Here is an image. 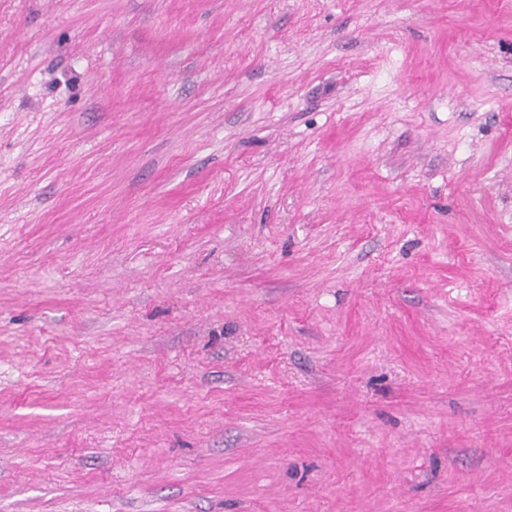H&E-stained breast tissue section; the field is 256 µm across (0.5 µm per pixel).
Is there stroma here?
Wrapping results in <instances>:
<instances>
[{"label": "stroma", "instance_id": "1", "mask_svg": "<svg viewBox=\"0 0 512 512\" xmlns=\"http://www.w3.org/2000/svg\"><path fill=\"white\" fill-rule=\"evenodd\" d=\"M0 512H512V0H0Z\"/></svg>", "mask_w": 512, "mask_h": 512}]
</instances>
